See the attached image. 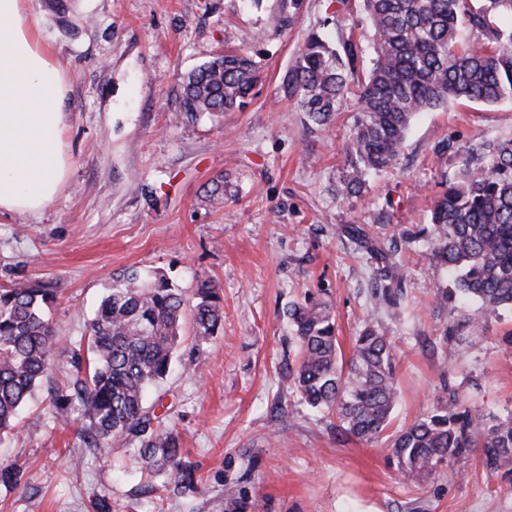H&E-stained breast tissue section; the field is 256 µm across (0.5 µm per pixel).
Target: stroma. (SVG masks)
<instances>
[{
    "label": "stroma",
    "mask_w": 512,
    "mask_h": 512,
    "mask_svg": "<svg viewBox=\"0 0 512 512\" xmlns=\"http://www.w3.org/2000/svg\"><path fill=\"white\" fill-rule=\"evenodd\" d=\"M69 82L63 147L67 183L37 217L0 216V288L45 280L58 289L50 320L61 345L79 340L93 308L128 268L158 269L185 292L217 284L224 324L193 371L175 365L155 393L169 406L196 489L170 487L164 512H512V485L479 455L428 481L399 474L384 443L346 435L335 415L299 403L285 371L296 342L286 311L313 293L333 306L342 352L367 321L393 337L399 400L390 432L426 416L445 388L494 417L512 415V311L482 316L443 343L461 318L433 300L429 210L457 159L450 144L512 138V103L451 104L420 113L399 164L336 193L356 110L312 125L284 96L304 39L361 35L359 76L374 56L362 0H35ZM235 49L261 63L248 106L196 122L176 118L183 76ZM224 175L223 202L203 187ZM367 224L396 241L400 305L374 296L376 262L344 234ZM68 356L51 369L0 444L22 467L0 485V512H154L155 495L126 447L88 448L76 412L55 409Z\"/></svg>",
    "instance_id": "1"
}]
</instances>
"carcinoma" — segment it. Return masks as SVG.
<instances>
[{"label":"carcinoma","mask_w":512,"mask_h":512,"mask_svg":"<svg viewBox=\"0 0 512 512\" xmlns=\"http://www.w3.org/2000/svg\"><path fill=\"white\" fill-rule=\"evenodd\" d=\"M363 6L375 53L366 77L357 76V43L347 39L336 48L312 33L284 85L317 126L329 125L357 87L359 117L344 147L349 171L338 187L342 196L359 192L367 172L398 164L417 114L450 101L512 102V0H363ZM258 78V63L247 55L214 58L184 83L181 118L243 108ZM454 153L459 169L441 182L430 210L433 259L450 274V283L435 286L434 300L474 302L490 314L512 309V139L459 145ZM344 233L376 252L382 264L376 273L389 278L399 265L396 251L375 247L360 224ZM57 292L39 280L0 289V438L14 430L58 350L47 314ZM288 318L297 343L288 378L301 401L336 414L342 431L360 440H386L403 477L425 481L477 449L487 472L512 482V416L488 418L463 407L451 390L431 414L388 437L398 397L391 339L366 324L346 358L328 302L306 295L288 308ZM188 321L197 348L223 325L214 281H199L190 301L163 274L117 273L87 336L69 348L68 382L51 399L57 409L79 410L86 447L132 445L141 473L166 474L191 490L198 479L182 464L175 426L147 406L150 389L171 370ZM21 478L19 466L0 465V484L16 487Z\"/></svg>","instance_id":"cac0c4a2"}]
</instances>
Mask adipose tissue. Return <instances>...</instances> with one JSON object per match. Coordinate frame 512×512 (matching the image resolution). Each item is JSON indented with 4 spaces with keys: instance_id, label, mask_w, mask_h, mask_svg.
Instances as JSON below:
<instances>
[{
    "instance_id": "1",
    "label": "adipose tissue",
    "mask_w": 512,
    "mask_h": 512,
    "mask_svg": "<svg viewBox=\"0 0 512 512\" xmlns=\"http://www.w3.org/2000/svg\"><path fill=\"white\" fill-rule=\"evenodd\" d=\"M67 96L33 0H0V214L39 215L62 191Z\"/></svg>"
}]
</instances>
